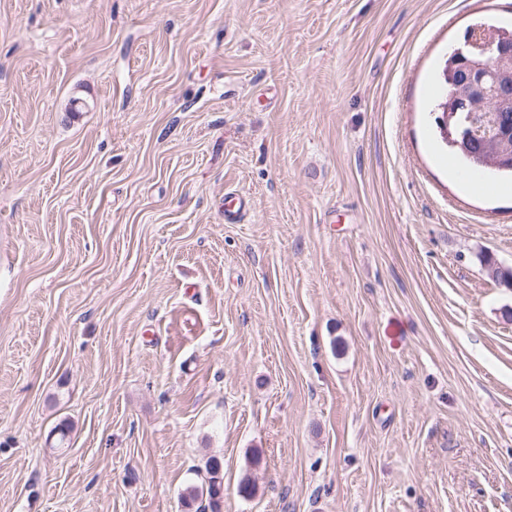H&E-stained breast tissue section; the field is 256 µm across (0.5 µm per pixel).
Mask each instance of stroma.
<instances>
[{
  "mask_svg": "<svg viewBox=\"0 0 512 512\" xmlns=\"http://www.w3.org/2000/svg\"><path fill=\"white\" fill-rule=\"evenodd\" d=\"M482 19L0 0V512H184L212 457L221 512H512V191L432 110Z\"/></svg>",
  "mask_w": 512,
  "mask_h": 512,
  "instance_id": "obj_1",
  "label": "stroma"
}]
</instances>
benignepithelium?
Returning a JSON list of instances; mask_svg holds the SVG:
<instances>
[{
  "mask_svg": "<svg viewBox=\"0 0 512 512\" xmlns=\"http://www.w3.org/2000/svg\"><path fill=\"white\" fill-rule=\"evenodd\" d=\"M465 46L473 50V58L465 57L461 47L450 54L445 78L455 90L440 105L444 112L443 133L452 138V122L460 112H480L486 104L506 105L512 102V45L495 30L472 31Z\"/></svg>",
  "mask_w": 512,
  "mask_h": 512,
  "instance_id": "obj_1",
  "label": "benign epithelium"
}]
</instances>
